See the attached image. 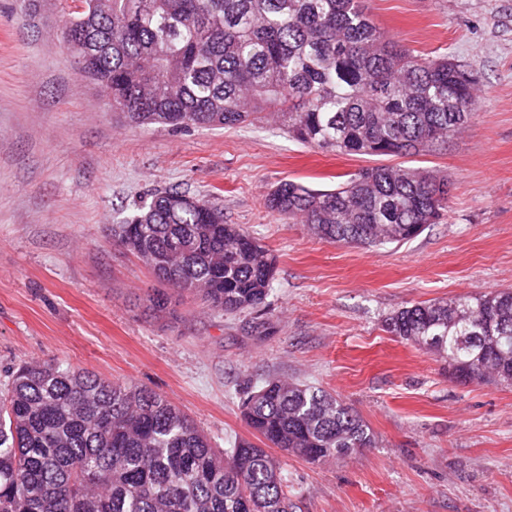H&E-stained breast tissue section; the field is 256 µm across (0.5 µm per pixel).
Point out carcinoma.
<instances>
[{"label": "carcinoma", "mask_w": 512, "mask_h": 512, "mask_svg": "<svg viewBox=\"0 0 512 512\" xmlns=\"http://www.w3.org/2000/svg\"><path fill=\"white\" fill-rule=\"evenodd\" d=\"M96 55L93 79L133 124L231 128L272 119L297 143L343 155L436 152L473 113L476 81L446 54L416 53L360 0H98L71 13ZM448 176L363 169L340 186L285 181L265 206L317 238L404 244L448 212ZM171 290L226 313L261 312L275 258L218 203L156 194L112 228ZM175 315L172 294L149 298ZM389 332L448 359L453 379L512 382V291L406 306ZM258 442L218 449L163 395L89 371L29 362L0 395V512H292L279 459L312 463L373 448L370 427L331 393L270 378L241 401Z\"/></svg>", "instance_id": "1"}]
</instances>
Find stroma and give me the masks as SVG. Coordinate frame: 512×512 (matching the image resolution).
<instances>
[{"instance_id":"stroma-1","label":"stroma","mask_w":512,"mask_h":512,"mask_svg":"<svg viewBox=\"0 0 512 512\" xmlns=\"http://www.w3.org/2000/svg\"><path fill=\"white\" fill-rule=\"evenodd\" d=\"M70 4L0 0V389L25 362L93 371L162 394L223 448L249 435L243 390L277 376L331 392L377 441L283 458L298 512H512V384L457 382L385 327L416 302L512 289V0H365L389 36L466 64L480 98L444 149L399 160L448 176L444 219L369 249L319 240L264 200L388 157L307 148L266 122L128 123L75 69ZM171 189L218 202L275 256L262 316L191 297L150 316L159 283L112 227Z\"/></svg>"}]
</instances>
